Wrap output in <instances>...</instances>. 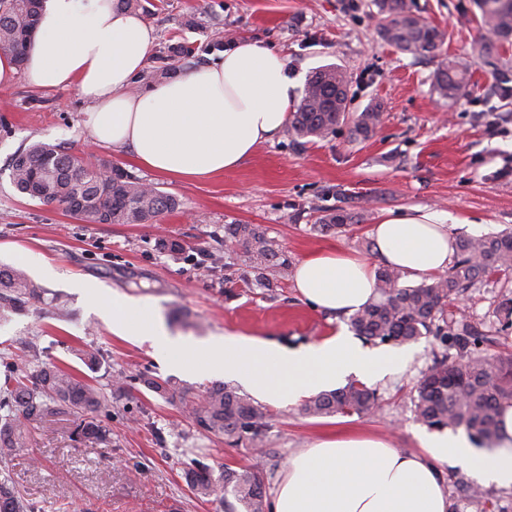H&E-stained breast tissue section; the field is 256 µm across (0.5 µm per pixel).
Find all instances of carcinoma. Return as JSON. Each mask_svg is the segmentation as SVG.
Returning <instances> with one entry per match:
<instances>
[{"mask_svg":"<svg viewBox=\"0 0 512 512\" xmlns=\"http://www.w3.org/2000/svg\"><path fill=\"white\" fill-rule=\"evenodd\" d=\"M44 0H0V46L17 65H22L28 46L25 33L38 23ZM383 23L381 38L412 55L436 54L445 34L414 14L406 0H378ZM477 21L483 32L474 45L478 59L500 56L512 45V0H474ZM472 62L443 61L435 71L434 86L444 98L453 100L467 90ZM350 82L334 64L321 66L308 76L302 97L290 119L291 132L311 141L324 140L344 126L351 135L367 140L383 120L382 108L369 105L350 111ZM492 92L512 99V69L496 76ZM112 168V176L100 172ZM12 180L25 197L44 204H58L67 215L87 224H155L178 209V201L146 185L126 170L90 154L76 158L59 146L38 142L17 152L11 160ZM357 222L351 208L322 211L316 227L322 232H343ZM225 251L234 253L253 274L259 288L272 284L266 272L288 273V252L260 224L224 225ZM156 249L168 255L186 251L184 243L160 236ZM512 271V231L492 236L463 237L456 241V258L448 271L429 282L402 283V274L381 265L376 274L379 301L355 312L350 325L367 341L402 345L432 336L443 347L421 377L413 395L414 412L429 428L465 429L479 444L492 447L499 438L501 404L512 402V356L503 357L484 348V338L460 322L448 328L446 307L455 296L482 285L498 274ZM42 286L24 269L0 264V320H6L40 301ZM501 330L512 329V297H503L497 307ZM86 368L100 369L97 348L77 350ZM4 382L0 384V457L20 448L26 438V421L58 408L78 417L75 435L80 439L108 440L105 419L112 416V396L85 376L59 366L37 370L30 377L26 367L8 353L0 355ZM138 383L162 398L180 399L190 416L204 431L224 437L231 445L247 442L263 451L268 424L264 408L251 397L224 384H214L199 396H189L166 381L147 374ZM379 407L376 390L363 383L348 385L309 397L302 411L314 417L365 416ZM201 448L191 450L187 476L200 497L231 491L243 512H267L268 499L263 471L257 467L224 468L219 475L206 463ZM0 512H36V505L23 499L7 479H0Z\"/></svg>","mask_w":512,"mask_h":512,"instance_id":"1","label":"carcinoma"}]
</instances>
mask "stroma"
<instances>
[{
    "label": "stroma",
    "instance_id": "obj_1",
    "mask_svg": "<svg viewBox=\"0 0 512 512\" xmlns=\"http://www.w3.org/2000/svg\"><path fill=\"white\" fill-rule=\"evenodd\" d=\"M141 17L156 34L138 86L207 63L218 48L250 40L281 52L298 82L334 64L350 79L351 111L381 105L383 123L367 140L340 128L327 139L299 144L284 130L261 144L238 168L207 181L186 182L138 166L125 153L97 145L85 125V103L72 88L52 92L16 81L0 88V264L23 267L44 289L43 300L0 322V352L29 344L40 361L82 370L76 349L103 355L95 378L108 385L118 373L170 380L192 395L215 376L177 370V357L156 352L138 336L113 333L75 283H95L148 307L170 337L184 346L241 332L300 347L349 324L345 315L313 310L292 278L267 290L249 285L241 266L224 268V227L259 224L287 250L292 263L322 249H345L375 259L369 230L387 214L420 206L450 215L455 237L512 228V110L492 93L490 68L476 61L471 89L455 103L433 90L440 60L468 59L481 34L473 0H406L446 34L439 55H411L381 40L375 0H141ZM190 47L183 56L181 47ZM42 141L71 153H94L142 182L175 197L180 208L158 224H86L61 206L21 196L11 159ZM362 197L366 204L351 231L321 234L319 211ZM179 238L184 254L155 248L158 234ZM505 277L469 291L449 308L455 319L492 335L512 353V334L496 333L493 314ZM411 360L376 383L381 408L368 417H309L299 406L269 408L263 451L231 446L202 431L169 401L131 385L108 424L109 443L75 438L77 419L48 414L28 422L26 444L0 459V471L38 512H224L223 499L194 495L184 475L185 449H205L213 471L260 466L273 482L289 457L313 439L370 432L415 451L425 424L413 414L414 387L439 347L433 337L410 344Z\"/></svg>",
    "mask_w": 512,
    "mask_h": 512
}]
</instances>
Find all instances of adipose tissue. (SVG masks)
I'll list each match as a JSON object with an SVG mask.
<instances>
[{
  "mask_svg": "<svg viewBox=\"0 0 512 512\" xmlns=\"http://www.w3.org/2000/svg\"><path fill=\"white\" fill-rule=\"evenodd\" d=\"M155 41L153 27L116 0H46L24 66L0 54V87L21 79L41 91L76 89L98 144L130 152L137 165L180 180L222 176L286 128L295 84L279 52L243 41L204 67L132 92ZM371 236L380 260L411 279L442 274L455 257V238L435 210L414 207L385 216ZM293 283L313 309L332 314H353L376 297L374 266L340 249L306 256ZM81 287L111 319L114 333L178 352L151 310L89 281ZM180 354L181 368L199 366L235 379L278 408L349 378L374 384L399 372L406 360L400 352L363 347L342 328L298 349L228 333ZM501 416V438L492 449L451 432L424 435L418 453L352 432L318 439L289 458L271 512H450L449 465L464 467L480 483L512 488L511 403Z\"/></svg>",
  "mask_w": 512,
  "mask_h": 512,
  "instance_id": "1",
  "label": "adipose tissue"
}]
</instances>
